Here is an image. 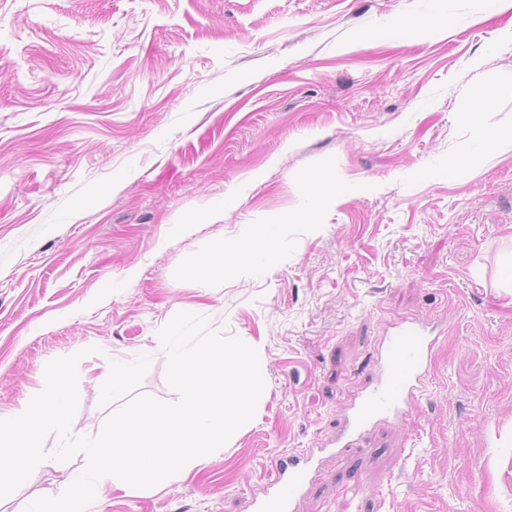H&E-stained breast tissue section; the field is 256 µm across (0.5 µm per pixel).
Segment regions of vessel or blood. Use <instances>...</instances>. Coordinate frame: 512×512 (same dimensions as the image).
<instances>
[{"label": "vessel or blood", "instance_id": "obj_1", "mask_svg": "<svg viewBox=\"0 0 512 512\" xmlns=\"http://www.w3.org/2000/svg\"><path fill=\"white\" fill-rule=\"evenodd\" d=\"M434 339L422 321L407 318L395 324L384 341L380 375L351 407L349 437L361 436L375 422L405 417L424 391L433 360ZM272 490L252 501L254 512H293V505L308 482L307 468L277 460Z\"/></svg>", "mask_w": 512, "mask_h": 512}]
</instances>
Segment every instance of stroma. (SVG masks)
<instances>
[{"instance_id":"stroma-1","label":"stroma","mask_w":512,"mask_h":512,"mask_svg":"<svg viewBox=\"0 0 512 512\" xmlns=\"http://www.w3.org/2000/svg\"><path fill=\"white\" fill-rule=\"evenodd\" d=\"M426 11L455 27L389 37ZM262 233L264 267L199 263ZM180 312L257 349L256 413L165 486L102 477L86 512H251L313 449L297 512H512V11L0 0V416L74 354L73 435L100 433L110 362L151 357L141 393L175 401L158 332ZM404 317L442 331L423 396L338 445ZM86 463L49 462L0 512Z\"/></svg>"}]
</instances>
